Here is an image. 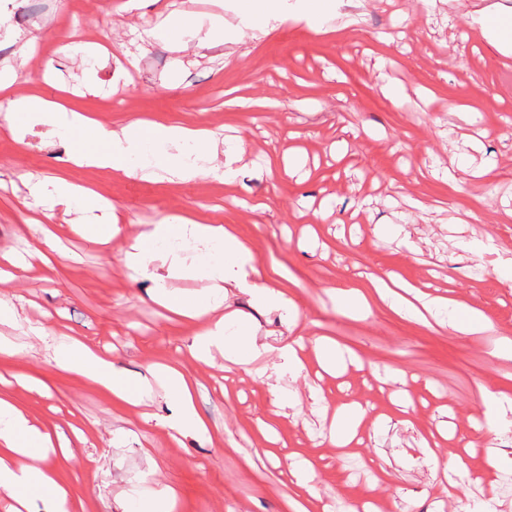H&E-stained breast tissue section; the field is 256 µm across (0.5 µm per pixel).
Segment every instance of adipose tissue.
<instances>
[{
	"label": "adipose tissue",
	"instance_id": "ef3b65f1",
	"mask_svg": "<svg viewBox=\"0 0 512 512\" xmlns=\"http://www.w3.org/2000/svg\"><path fill=\"white\" fill-rule=\"evenodd\" d=\"M13 82V74L0 75V100L8 105L10 134L18 137L28 127L45 125L59 134L82 136L84 148L68 157L76 167L124 177L149 170L188 182L196 179L201 169L196 162L182 157V149L190 145L205 148L214 139L213 132L205 127L162 124L141 118L117 131L42 96H13ZM29 190L54 204L77 201L86 213H105V222L82 227L91 242L108 243L123 233L126 217L90 187L58 176L48 182H32ZM189 241L196 244L197 254L186 252L184 245ZM119 261L132 278L151 282V300L196 324L197 333L190 349L204 363L211 360L213 351L220 350L235 364H244L258 349L251 320L237 318L235 330L229 334L224 319L214 316L220 297L230 290L249 294L258 306L285 312L287 322L297 320L290 291L261 276L251 246L230 224H213L201 215L186 212L158 224L143 225L130 249L120 254ZM174 277H204L211 280L212 286L200 296L175 295L166 287L167 279ZM369 283L371 295L342 289L336 294L337 302L367 314L373 302L399 308L412 299L431 314L450 313V327L459 335L472 336L489 327L488 319L478 309L418 285L405 281L392 285L375 275L370 276ZM53 360L129 404L139 403L151 394L153 387H160L172 404L167 421L172 430L200 436L209 432L193 404L194 382L177 365L151 369L145 376L133 374L102 356L92 345L69 339L55 342ZM51 447L50 434L31 423L9 396L0 394V492L19 503L23 512H35L39 502L47 512H68L71 490L58 480L48 462Z\"/></svg>",
	"mask_w": 512,
	"mask_h": 512
}]
</instances>
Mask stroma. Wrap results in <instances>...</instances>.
Listing matches in <instances>:
<instances>
[{"instance_id": "35a3bbf8", "label": "stroma", "mask_w": 512, "mask_h": 512, "mask_svg": "<svg viewBox=\"0 0 512 512\" xmlns=\"http://www.w3.org/2000/svg\"><path fill=\"white\" fill-rule=\"evenodd\" d=\"M0 0V68L17 72L15 95L37 93L118 129L131 117L215 131L218 150L242 145L232 185L209 175L190 182L115 177L73 167L71 141L40 126L23 140L0 130V251L21 253L9 298L17 321L0 336L19 350L0 356V393L65 450L49 463L76 495L69 512H122L136 491H175L176 512H286L294 488L285 459L314 461L311 512H343L375 499L382 512H512V410L497 412L504 473L495 483L462 481L460 500L438 490L434 461L459 454L437 438L443 423L485 424L478 384H512V358L491 352L512 338V52L492 46L473 19L485 8L512 12V0H334L328 30L265 14L243 23L238 0ZM224 16V39L191 31L142 40L170 14ZM34 50L19 56L18 40ZM53 73H45V62ZM401 93L393 104L386 84ZM471 113L472 123L459 120ZM487 169L485 180L449 184L446 169ZM66 175L91 186L136 224L193 209L234 225L269 277L293 281L299 314L229 296L222 313L252 320L263 347L241 367L214 353L195 359V328L153 303L150 282L133 281L117 260L130 239L94 245L74 232L83 215L58 205L51 224L62 241L39 255L40 232L26 219L43 207L29 177ZM332 199L331 214L303 223L304 205ZM438 287L480 308L491 330L456 335L386 304L364 316L344 310L338 288L367 274ZM52 320L59 335L86 341L133 373L168 363L195 381L197 413L209 438L174 437L160 424L161 392L126 404L92 381L55 366L29 325ZM326 336L359 357L341 375H283L292 405L275 413L263 380L276 346ZM411 379L416 401L406 422L392 419V376ZM368 409L363 443L329 444L336 406ZM273 418L276 443L256 429ZM436 441L428 450V441ZM389 473L375 482L373 463Z\"/></svg>"}]
</instances>
